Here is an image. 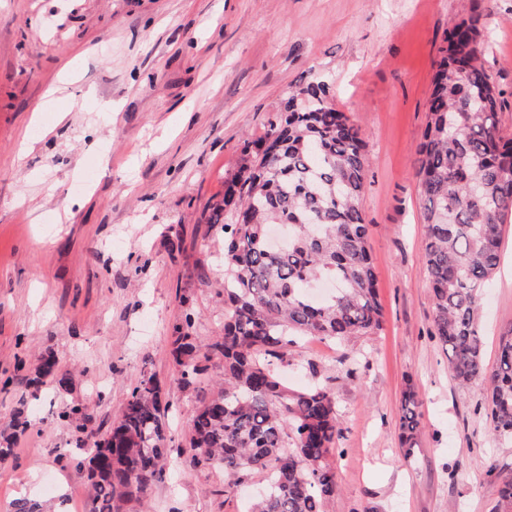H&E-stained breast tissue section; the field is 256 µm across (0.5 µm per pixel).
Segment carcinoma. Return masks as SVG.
Listing matches in <instances>:
<instances>
[{"mask_svg":"<svg viewBox=\"0 0 512 512\" xmlns=\"http://www.w3.org/2000/svg\"><path fill=\"white\" fill-rule=\"evenodd\" d=\"M488 14L474 9L448 31L439 50L419 156L415 161L426 224L423 260L433 301L431 336L448 355L460 386L489 387L492 440L512 442V327L499 338L496 367L484 364L477 316L483 288L501 261L512 223V138L500 127V92L483 65ZM367 171L361 131L318 82L291 93L267 120L264 137L244 143L240 167L224 180L211 224L224 229V335L207 354L189 329L173 327L174 380L193 385L222 360L223 381L197 408L190 453L241 483L267 473L251 512H324L337 489L330 462L340 434L327 388L292 390L279 369L296 336L347 342L380 329L379 300L360 197ZM55 361L27 379L38 397ZM417 395L402 396L405 455L416 446ZM170 403L152 375L134 386L117 422L86 432L87 408L62 417L85 434L75 469L87 473L91 512H127L142 502L174 452ZM499 512H512V479L498 490Z\"/></svg>","mask_w":512,"mask_h":512,"instance_id":"1","label":"carcinoma"}]
</instances>
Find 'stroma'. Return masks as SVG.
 <instances>
[{
  "label": "stroma",
  "mask_w": 512,
  "mask_h": 512,
  "mask_svg": "<svg viewBox=\"0 0 512 512\" xmlns=\"http://www.w3.org/2000/svg\"><path fill=\"white\" fill-rule=\"evenodd\" d=\"M491 6L483 63L512 136V0H0V512L24 494L89 512L71 462L88 406L106 433L143 373L170 401L165 463L130 512H246L264 474L228 488L186 449L195 410L220 376L173 380L174 324L201 343L224 326V233L209 223L244 141L264 135L290 90L322 80L361 130V209L384 322L339 345L305 339L281 374L333 393L341 415L326 512H494L512 444L487 433V391L461 388L430 334L425 226L413 162L438 49L468 8ZM512 326V234L485 288L484 362ZM54 354L69 386L31 399L25 380ZM421 414L412 457L400 405ZM23 414L30 426L13 432ZM417 405V395L412 387H408L402 396L400 414L401 443L407 456L411 455L412 449L416 446L420 427Z\"/></svg>",
  "instance_id": "1"
}]
</instances>
